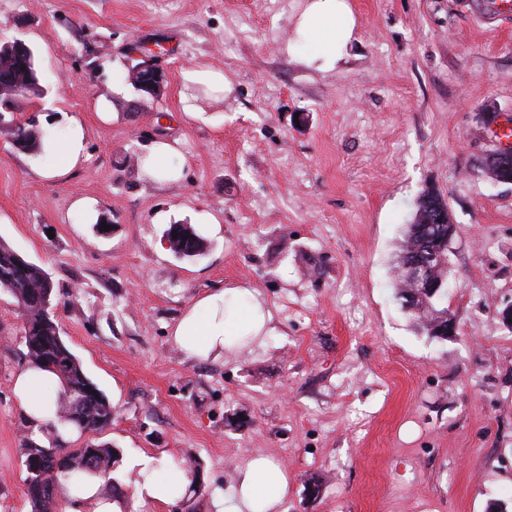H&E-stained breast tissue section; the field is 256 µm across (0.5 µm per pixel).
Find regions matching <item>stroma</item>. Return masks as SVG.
Masks as SVG:
<instances>
[{
  "instance_id": "obj_1",
  "label": "stroma",
  "mask_w": 512,
  "mask_h": 512,
  "mask_svg": "<svg viewBox=\"0 0 512 512\" xmlns=\"http://www.w3.org/2000/svg\"><path fill=\"white\" fill-rule=\"evenodd\" d=\"M300 2L0 0V43L33 48L46 90L17 118L60 137L81 115L88 155L43 178L51 155L0 128V242L61 292L62 337L115 411L101 439L133 512H208L255 457L288 478L280 512H512V326L496 315L512 303V184L480 169L492 118L512 116V19L493 20L496 0H348L355 38L320 72L286 50ZM151 42L163 93L127 90L101 120L97 98ZM198 65L230 92L184 83ZM161 139L179 142L173 186L126 161ZM428 186L456 226L459 329L445 339L416 329L390 286ZM169 223L200 230L205 256L175 258ZM231 285L257 291L272 331L186 357L170 328ZM22 323L0 289V512H31L23 447L50 440L13 393ZM144 459L153 477L188 474L185 496L139 498Z\"/></svg>"
}]
</instances>
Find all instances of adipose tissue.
I'll return each instance as SVG.
<instances>
[{"label": "adipose tissue", "mask_w": 512, "mask_h": 512, "mask_svg": "<svg viewBox=\"0 0 512 512\" xmlns=\"http://www.w3.org/2000/svg\"><path fill=\"white\" fill-rule=\"evenodd\" d=\"M295 44L301 45V62L321 71L335 69L344 58L355 35L356 18L348 0H303L295 18ZM55 164L46 169L50 178H63L87 159L83 123L71 116L66 137L53 144ZM247 286L218 288L188 306L170 331L174 345L189 358L205 359L210 354L229 351L235 337L263 336L272 321L270 311L261 304H247ZM51 372L26 366L14 381V393L34 428H44L65 437L71 425L61 423L54 414V398L45 396V387L57 386ZM288 484L284 471L268 459L248 461L240 472L237 489L231 499H217L213 512H276ZM67 512H127L126 499L113 495L105 480L86 478L81 489L70 494Z\"/></svg>", "instance_id": "ef3b65f1"}]
</instances>
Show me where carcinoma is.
<instances>
[{"instance_id": "carcinoma-1", "label": "carcinoma", "mask_w": 512, "mask_h": 512, "mask_svg": "<svg viewBox=\"0 0 512 512\" xmlns=\"http://www.w3.org/2000/svg\"><path fill=\"white\" fill-rule=\"evenodd\" d=\"M13 144L21 150L35 153L43 151L44 133L26 122L10 119ZM434 200L431 191L422 190L417 199L416 209L410 224L406 227L400 254L408 252H428L430 237L435 234L445 235L448 225L436 224L423 231L421 221L433 215ZM177 249L173 253L180 259L196 260L204 256L206 239L190 225H181L177 229ZM15 250L0 244V288L7 290L16 300L18 309L29 330L24 332V345L31 364L48 369L58 376L61 385L56 394L57 418L68 423L84 434L91 436L102 434L112 426V404L102 392H97V399L86 407L80 421L68 418L67 410L73 404L84 400V390L94 383L84 373L75 355L63 339L57 336L59 327L54 313H44L35 298L48 296L51 308L58 306L59 293L56 288L47 287L45 269L35 263H28L23 269H9ZM446 289H440L435 295H425L416 303L409 314L418 321L423 330L433 336L443 335L441 320L448 314V308L441 309L436 304L445 298ZM117 462V451L105 444L87 443L81 448L63 446L45 447L34 441L25 448L24 466L27 495L33 512H52L58 493L77 490L82 478L90 474H110ZM49 481L55 493L50 496H35L30 487L37 479Z\"/></svg>"}]
</instances>
